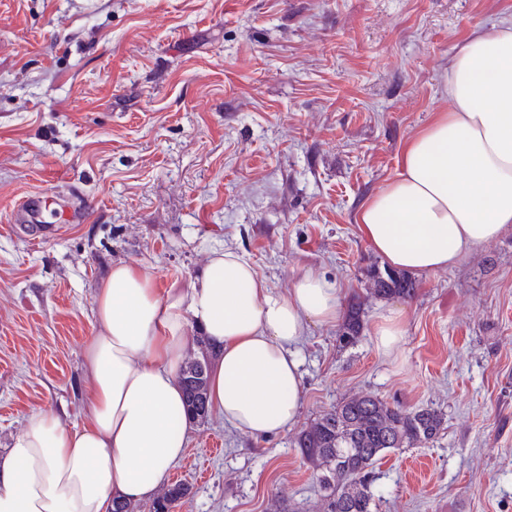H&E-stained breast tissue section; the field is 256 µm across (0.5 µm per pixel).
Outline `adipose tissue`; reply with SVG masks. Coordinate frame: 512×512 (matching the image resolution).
Returning a JSON list of instances; mask_svg holds the SVG:
<instances>
[{
    "label": "adipose tissue",
    "mask_w": 512,
    "mask_h": 512,
    "mask_svg": "<svg viewBox=\"0 0 512 512\" xmlns=\"http://www.w3.org/2000/svg\"><path fill=\"white\" fill-rule=\"evenodd\" d=\"M443 89L447 109L408 140L398 177L357 217L383 262L415 275L460 263L512 226V20L474 30ZM93 299L83 421L70 427L52 410L27 418L0 454V512H111L116 499H153L188 444L180 368L191 328L216 348L211 411L253 436L283 432L299 415V343L343 314L335 284L302 274L283 295L222 248L186 288H158L144 265H113Z\"/></svg>",
    "instance_id": "obj_1"
}]
</instances>
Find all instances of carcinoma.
<instances>
[{"instance_id": "carcinoma-1", "label": "carcinoma", "mask_w": 512, "mask_h": 512, "mask_svg": "<svg viewBox=\"0 0 512 512\" xmlns=\"http://www.w3.org/2000/svg\"><path fill=\"white\" fill-rule=\"evenodd\" d=\"M373 291L378 296L411 298L416 283L404 274L386 268L371 273ZM363 328L361 307L352 303L339 342L355 344ZM198 352L189 356L181 372V385L192 419L207 417L208 368L214 351L203 337L196 339ZM442 412L434 407L407 408L372 394H358L336 404L314 419L295 438L301 455L321 471L325 512H372L375 464L391 451L425 444L443 429ZM181 484L170 486L152 504L153 512H172L185 497Z\"/></svg>"}]
</instances>
